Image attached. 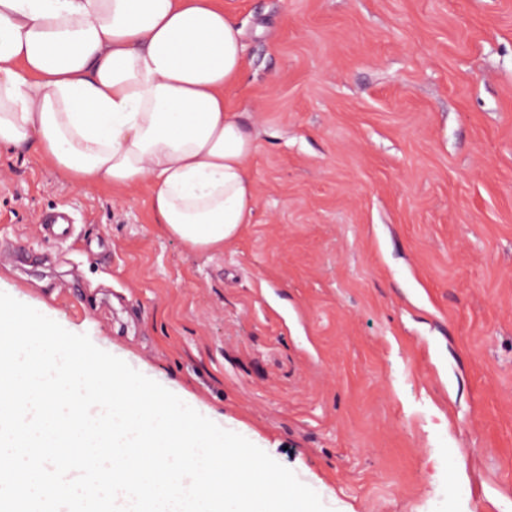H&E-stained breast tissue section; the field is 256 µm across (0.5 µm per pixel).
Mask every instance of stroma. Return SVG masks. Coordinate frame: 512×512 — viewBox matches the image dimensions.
<instances>
[{"label": "stroma", "mask_w": 512, "mask_h": 512, "mask_svg": "<svg viewBox=\"0 0 512 512\" xmlns=\"http://www.w3.org/2000/svg\"><path fill=\"white\" fill-rule=\"evenodd\" d=\"M223 2L252 223L195 252L148 186L0 148V288L242 423L330 512H512V0ZM40 224H42L46 234L54 237L66 236L71 229L68 214L65 212H57L48 216L43 215Z\"/></svg>", "instance_id": "1"}]
</instances>
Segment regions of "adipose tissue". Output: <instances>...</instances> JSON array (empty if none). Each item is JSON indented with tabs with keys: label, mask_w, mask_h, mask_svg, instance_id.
I'll use <instances>...</instances> for the list:
<instances>
[{
	"label": "adipose tissue",
	"mask_w": 512,
	"mask_h": 512,
	"mask_svg": "<svg viewBox=\"0 0 512 512\" xmlns=\"http://www.w3.org/2000/svg\"><path fill=\"white\" fill-rule=\"evenodd\" d=\"M242 68L214 0H0V147L75 185L150 184L155 223L220 252L257 202L256 136L224 101Z\"/></svg>",
	"instance_id": "ef3b65f1"
}]
</instances>
